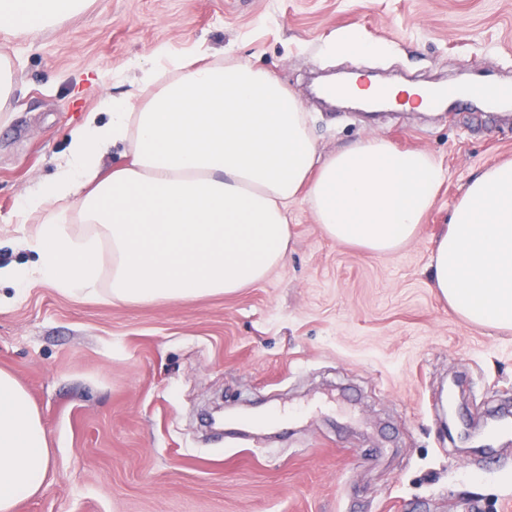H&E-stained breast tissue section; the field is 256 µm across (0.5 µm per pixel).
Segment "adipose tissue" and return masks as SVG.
<instances>
[{"label":"adipose tissue","mask_w":512,"mask_h":512,"mask_svg":"<svg viewBox=\"0 0 512 512\" xmlns=\"http://www.w3.org/2000/svg\"><path fill=\"white\" fill-rule=\"evenodd\" d=\"M85 3L0 0V27L32 35ZM119 145L129 163L103 174ZM443 179L428 153L384 139L319 155L300 101L270 72L159 48L134 91L102 95L71 130L54 178L24 195L18 223L45 215L20 241L36 260L0 266V282L121 302L228 294L283 264L296 201L330 239L391 252L415 237ZM71 224L90 231L71 235ZM430 280L468 322L512 330V162L486 167L458 198ZM50 458L38 409L0 370V512L40 491Z\"/></svg>","instance_id":"obj_1"}]
</instances>
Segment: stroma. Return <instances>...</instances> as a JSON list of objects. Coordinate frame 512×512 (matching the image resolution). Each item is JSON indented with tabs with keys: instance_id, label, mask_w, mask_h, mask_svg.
Masks as SVG:
<instances>
[{
	"instance_id": "obj_1",
	"label": "stroma",
	"mask_w": 512,
	"mask_h": 512,
	"mask_svg": "<svg viewBox=\"0 0 512 512\" xmlns=\"http://www.w3.org/2000/svg\"><path fill=\"white\" fill-rule=\"evenodd\" d=\"M348 33L365 52L330 45ZM271 72L309 114L322 153L383 138L441 163L415 238L372 254L328 238L306 202L261 283L191 300H76L0 283V369L38 407L51 448L42 490L14 512H502L512 420L487 448L441 423L512 406V331L472 324L431 288L432 248L487 166L512 160L503 112H340L319 72L512 80V0H89L35 36L0 30L19 90L0 124V263L29 264L23 196L56 172L72 128L121 96L158 47ZM243 426L211 432L212 407Z\"/></svg>"
}]
</instances>
